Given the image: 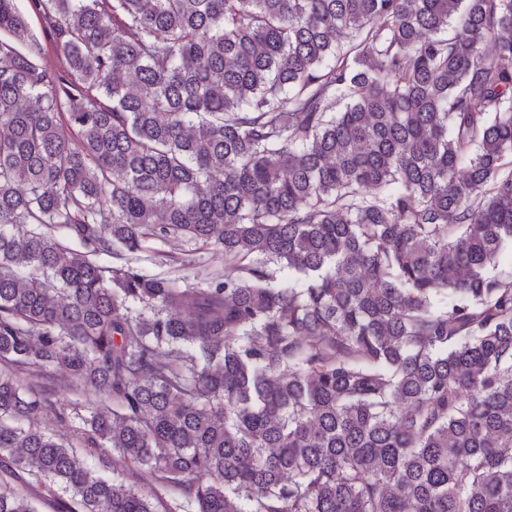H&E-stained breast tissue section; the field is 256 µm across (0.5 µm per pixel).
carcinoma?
I'll use <instances>...</instances> for the list:
<instances>
[{"label":"carcinoma","mask_w":512,"mask_h":512,"mask_svg":"<svg viewBox=\"0 0 512 512\" xmlns=\"http://www.w3.org/2000/svg\"><path fill=\"white\" fill-rule=\"evenodd\" d=\"M30 6L47 46L0 0V512H512V0ZM156 240L224 272L149 275ZM198 257V264L193 268L187 269L182 273L193 277L199 275L204 277L207 273H216L224 269V255L215 253H203Z\"/></svg>","instance_id":"carcinoma-1"}]
</instances>
